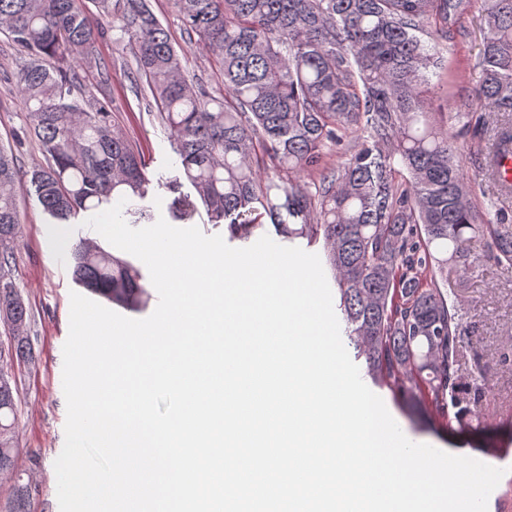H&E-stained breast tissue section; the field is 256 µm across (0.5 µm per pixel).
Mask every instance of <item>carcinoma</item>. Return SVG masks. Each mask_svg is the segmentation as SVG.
Here are the masks:
<instances>
[{
    "label": "carcinoma",
    "instance_id": "cac0c4a2",
    "mask_svg": "<svg viewBox=\"0 0 512 512\" xmlns=\"http://www.w3.org/2000/svg\"><path fill=\"white\" fill-rule=\"evenodd\" d=\"M0 0V32L25 54L11 80L28 133L47 157L33 173L38 203L57 229L79 211L116 197H143L144 159L87 91L112 64L95 55L99 37L120 30L133 47L129 77L152 96L177 144L182 178L215 223L246 238L269 222L285 239L323 238L346 334L368 370L407 399L414 418L448 420L447 395L460 389L454 354L476 326L448 308V267L463 275L483 257L512 266V225L492 199L475 206L459 162L471 124L503 121L512 144V0H485L476 106L448 125L428 102V72L441 68L434 38L449 39L478 0H169L188 40L208 48L224 84L215 96L188 79L150 0ZM80 60V68L74 61ZM348 145L350 158L327 161ZM271 164L275 176L257 169ZM17 158L0 146V321L13 336L6 357L31 363L30 314L11 275L21 237ZM176 220L197 204L174 198ZM77 284L129 311L149 293L133 263L93 241L72 245ZM0 473L15 472L18 385L0 364ZM11 512H34L17 485Z\"/></svg>",
    "mask_w": 512,
    "mask_h": 512
}]
</instances>
